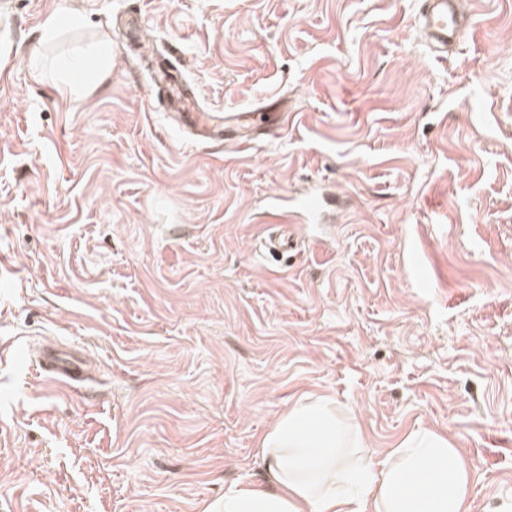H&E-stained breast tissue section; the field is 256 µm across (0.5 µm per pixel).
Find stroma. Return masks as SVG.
I'll list each match as a JSON object with an SVG mask.
<instances>
[{
	"label": "stroma",
	"instance_id": "35a3bbf8",
	"mask_svg": "<svg viewBox=\"0 0 512 512\" xmlns=\"http://www.w3.org/2000/svg\"><path fill=\"white\" fill-rule=\"evenodd\" d=\"M464 6L442 59L419 0H0V512H202L304 394L377 459L448 437L471 512L512 503V0ZM52 14L83 26L38 68ZM105 38L111 76L61 96L50 61ZM172 56L271 129L198 142L158 110ZM311 191L266 256L271 198ZM44 371L53 378H62L69 385L82 378V367L79 363L52 354L44 361Z\"/></svg>",
	"mask_w": 512,
	"mask_h": 512
}]
</instances>
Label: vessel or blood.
<instances>
[{
    "mask_svg": "<svg viewBox=\"0 0 512 512\" xmlns=\"http://www.w3.org/2000/svg\"><path fill=\"white\" fill-rule=\"evenodd\" d=\"M422 10L417 18V29L423 35L428 47L439 52H447L457 41L463 29V16L458 9V0H421ZM176 67L165 65L158 69L157 79L166 93L169 105L187 126L198 131L200 137L208 140H220L225 129L237 130L241 143H251V133L255 128L267 127L268 115L262 112H242L227 116L220 112H201L196 107L197 90L176 77ZM321 209L318 195L309 193L303 197L288 201L276 199L270 209L272 223L281 227L280 233L269 234L262 241L268 253L288 250L292 240L286 231L287 225L300 220L316 221ZM44 370L51 377H57L72 384L82 378L79 363L54 355L44 361Z\"/></svg>",
    "mask_w": 512,
    "mask_h": 512,
    "instance_id": "vessel-or-blood-1",
    "label": "vessel or blood"
}]
</instances>
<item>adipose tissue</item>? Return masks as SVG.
<instances>
[{"label": "adipose tissue", "instance_id": "ef3b65f1", "mask_svg": "<svg viewBox=\"0 0 512 512\" xmlns=\"http://www.w3.org/2000/svg\"><path fill=\"white\" fill-rule=\"evenodd\" d=\"M111 73L103 40L61 64L56 89H93ZM365 445L334 400L300 396L261 439L262 482L225 489L204 512H470L472 466L447 438L417 429L379 460Z\"/></svg>", "mask_w": 512, "mask_h": 512}]
</instances>
